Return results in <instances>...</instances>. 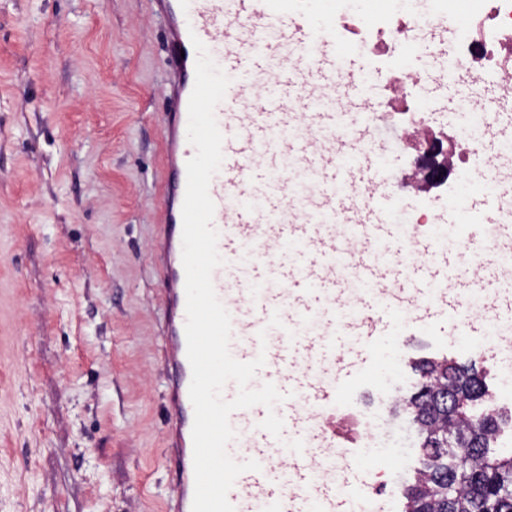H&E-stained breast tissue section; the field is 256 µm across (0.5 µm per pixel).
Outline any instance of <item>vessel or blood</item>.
Returning <instances> with one entry per match:
<instances>
[{
	"label": "vessel or blood",
	"instance_id": "vessel-or-blood-1",
	"mask_svg": "<svg viewBox=\"0 0 512 512\" xmlns=\"http://www.w3.org/2000/svg\"><path fill=\"white\" fill-rule=\"evenodd\" d=\"M169 19V65L173 106L166 120V191L168 204L156 249L164 266L170 312L163 329L168 338L164 361L173 371L166 396V441L178 480L166 502V512H192L195 478L192 427L194 408L189 396L192 370L187 357L185 270L182 262V205L186 192V164L195 149L187 139L188 103L195 83L197 53L191 43L199 38L230 83L215 109L224 136L223 163L213 176L209 194L215 204L213 226L219 233L222 265L212 273L215 292L231 316L233 356L242 362L264 356L265 364L251 380V388L274 384L287 398L276 407L284 420L281 438L260 429L264 406L233 411L230 424L237 433L229 455L238 462L255 460L260 468L238 476L229 492L236 512H326L325 495L314 463L313 435L303 427L302 411L318 412L336 403V381L326 378L329 366L352 367L343 348L347 333L335 329L331 309L344 288L343 267L356 269L365 287L395 278L402 287L427 290L456 282L458 291L487 289L504 295L502 310L512 315V293H503L498 272L485 265L481 277L463 276L460 252L428 250L427 263L401 273L381 263L370 252L350 253L347 237L368 234L375 242L401 235L390 211L360 207L343 193L341 185L373 178L372 160L353 142L339 152L352 168L312 154L304 139L291 136L288 105L305 81L339 87L347 111L357 113L371 88L367 81L341 82L336 57L321 51L302 66L288 64V43L297 38L321 41L322 32L288 13V0H158ZM320 128L336 127L337 106L312 97L303 99ZM318 182L321 200L306 219L288 216V183L281 174L288 161ZM341 224L347 237L336 236ZM374 301L355 323L352 333L373 343L397 335L400 310L373 312ZM308 317L327 330L322 336L294 338L295 321ZM267 339H260V332ZM304 485L309 496L289 499L288 487Z\"/></svg>",
	"mask_w": 512,
	"mask_h": 512
}]
</instances>
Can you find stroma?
<instances>
[{"label": "stroma", "instance_id": "1", "mask_svg": "<svg viewBox=\"0 0 512 512\" xmlns=\"http://www.w3.org/2000/svg\"><path fill=\"white\" fill-rule=\"evenodd\" d=\"M168 21L156 0H0V512H164ZM441 321L403 339L389 421L421 469L404 403L418 363L493 386Z\"/></svg>", "mask_w": 512, "mask_h": 512}]
</instances>
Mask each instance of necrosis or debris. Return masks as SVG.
Listing matches in <instances>:
<instances>
[{"label": "necrosis or debris", "mask_w": 512, "mask_h": 512, "mask_svg": "<svg viewBox=\"0 0 512 512\" xmlns=\"http://www.w3.org/2000/svg\"><path fill=\"white\" fill-rule=\"evenodd\" d=\"M291 13L322 26L324 47L364 52L370 73L384 75L363 109V116L333 131L318 128L312 118L299 117L295 129L312 146L351 140L361 151L377 156L380 174L370 184L349 183L360 205L400 199L404 190L418 193L421 201L407 210L405 233L395 258L399 267L415 262L423 239L439 248L454 245L469 270L486 262L497 263L505 285L512 286V247L500 239H484L459 232L446 240L435 230L442 211L462 206L472 190L485 192L507 223H512V117L487 112L483 85L496 88L503 99L512 100V0H429L424 11L411 8L409 0H288ZM424 33L434 51L445 43L454 46L449 66L432 71L429 77L440 84L455 82L465 90L451 112H435L416 94L424 75L416 53V33ZM391 124L397 129L394 146L382 145L377 130ZM410 148L412 181H399L386 163L392 147ZM458 320H481L485 334L479 340L467 335L445 341L449 350L472 347L492 359L507 363V375L499 388L502 404L512 406V318L494 309L481 292L460 299ZM383 362L369 384L376 398L373 408H361L358 392L343 399L341 413L308 415L307 421L320 429L319 455L329 456L342 471L357 468L363 478L345 488L352 504L362 512H397L392 497L383 490L403 469L407 451L403 442L385 426V416L403 376L404 356L398 341L383 343ZM361 427L363 452L350 455L338 440L344 423Z\"/></svg>", "instance_id": "obj_1"}]
</instances>
